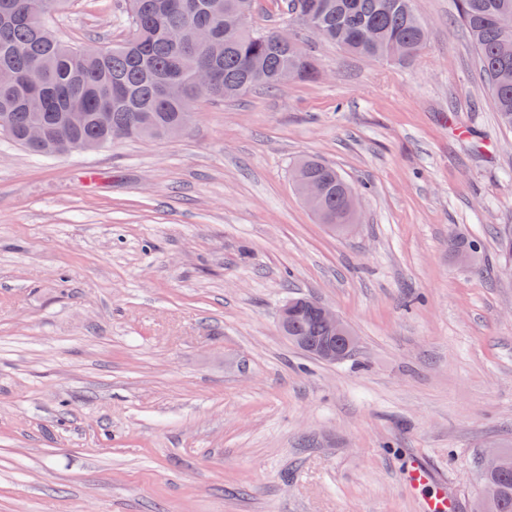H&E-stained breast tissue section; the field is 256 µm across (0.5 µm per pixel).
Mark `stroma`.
<instances>
[{"label":"stroma","instance_id":"1","mask_svg":"<svg viewBox=\"0 0 512 512\" xmlns=\"http://www.w3.org/2000/svg\"><path fill=\"white\" fill-rule=\"evenodd\" d=\"M414 9L413 59L306 35L316 80L201 101L176 138H0V512H420L443 486L472 512L512 444V129L456 0ZM53 29L111 47L123 0H73ZM309 156L360 191L351 233L296 194ZM295 295L359 349L289 343ZM416 460L434 479L413 489Z\"/></svg>","mask_w":512,"mask_h":512}]
</instances>
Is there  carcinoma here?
<instances>
[{
  "mask_svg": "<svg viewBox=\"0 0 512 512\" xmlns=\"http://www.w3.org/2000/svg\"><path fill=\"white\" fill-rule=\"evenodd\" d=\"M71 0H0V114L9 118V139L36 156L74 145L102 148L123 138L167 137L196 102L195 75L210 72L211 99L235 98L253 88L279 87L284 71L303 79L315 70L303 48L280 43L275 31L247 22L240 38L224 37V10L239 0H127L131 32L96 55L60 39L53 16ZM413 0H287L289 20L313 23L319 38L372 59L406 60L426 46L427 32ZM492 106L512 128V56L499 54L512 36V0H458ZM265 72L256 76L252 61ZM307 180L326 184L314 214L336 233L355 223L352 187L334 166L314 158L298 161ZM297 302L288 319V340L306 342L311 354L330 335L319 314ZM499 470L482 477L496 491L476 512H512V450Z\"/></svg>",
  "mask_w": 512,
  "mask_h": 512,
  "instance_id": "cac0c4a2",
  "label": "carcinoma"
}]
</instances>
